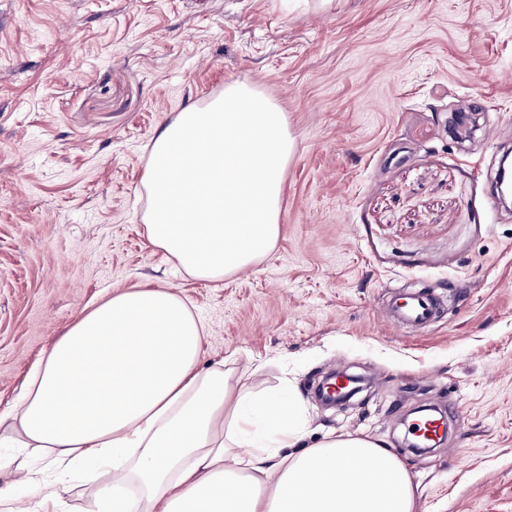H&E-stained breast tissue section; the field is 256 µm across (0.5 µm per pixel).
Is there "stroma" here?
Here are the masks:
<instances>
[{
    "mask_svg": "<svg viewBox=\"0 0 512 512\" xmlns=\"http://www.w3.org/2000/svg\"><path fill=\"white\" fill-rule=\"evenodd\" d=\"M233 81L279 105L294 148L274 249L211 283L149 245L142 177L160 126ZM510 147L512 0H0V412L80 314L169 287L204 361L292 382L306 444L383 442L416 512H512V209L487 207ZM422 288L439 321L395 325L392 295ZM341 370L367 388L325 405ZM422 405L452 425L418 456Z\"/></svg>",
    "mask_w": 512,
    "mask_h": 512,
    "instance_id": "35a3bbf8",
    "label": "stroma"
}]
</instances>
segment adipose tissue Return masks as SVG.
<instances>
[{"mask_svg": "<svg viewBox=\"0 0 512 512\" xmlns=\"http://www.w3.org/2000/svg\"><path fill=\"white\" fill-rule=\"evenodd\" d=\"M293 151L285 116L231 82L156 135L142 185L147 240L218 282L269 252ZM205 326L173 289L127 288L53 341L0 442L82 469L97 512H415L405 464L369 437L310 448L300 400L202 365Z\"/></svg>", "mask_w": 512, "mask_h": 512, "instance_id": "ef3b65f1", "label": "adipose tissue"}]
</instances>
